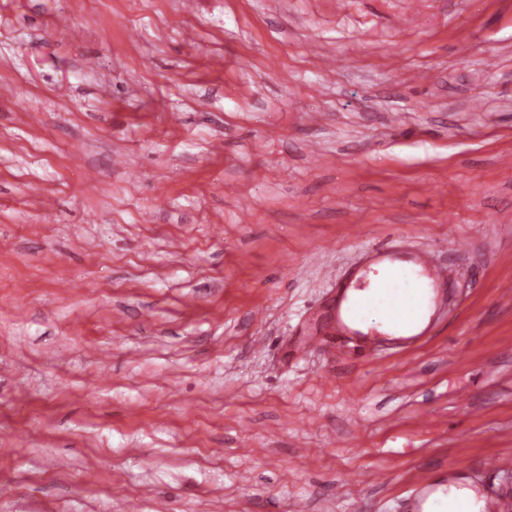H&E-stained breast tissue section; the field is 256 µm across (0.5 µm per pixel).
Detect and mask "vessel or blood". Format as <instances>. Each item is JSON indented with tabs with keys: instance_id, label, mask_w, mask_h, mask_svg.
Here are the masks:
<instances>
[{
	"instance_id": "b4317fda",
	"label": "vessel or blood",
	"mask_w": 512,
	"mask_h": 512,
	"mask_svg": "<svg viewBox=\"0 0 512 512\" xmlns=\"http://www.w3.org/2000/svg\"><path fill=\"white\" fill-rule=\"evenodd\" d=\"M452 273L463 278L468 271H449L424 249L408 254L370 249L367 262L338 285L336 329L375 347H409L427 335L435 293ZM412 484L419 493L415 512H450L425 471H415Z\"/></svg>"
}]
</instances>
